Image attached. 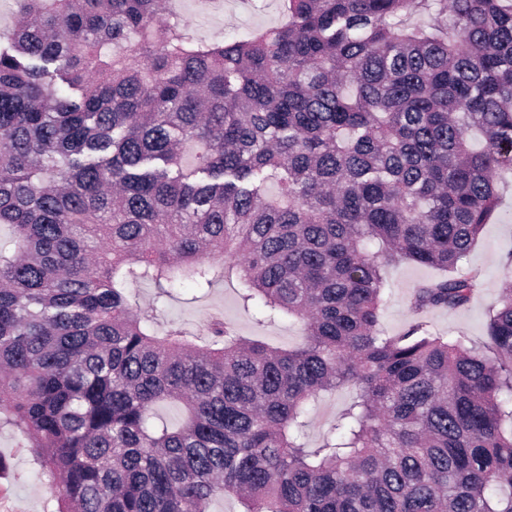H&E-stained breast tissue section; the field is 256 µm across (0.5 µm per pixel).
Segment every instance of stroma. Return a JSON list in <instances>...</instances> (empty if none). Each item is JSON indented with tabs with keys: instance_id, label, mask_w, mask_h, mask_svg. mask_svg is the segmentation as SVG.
I'll use <instances>...</instances> for the list:
<instances>
[{
	"instance_id": "35a3bbf8",
	"label": "stroma",
	"mask_w": 512,
	"mask_h": 512,
	"mask_svg": "<svg viewBox=\"0 0 512 512\" xmlns=\"http://www.w3.org/2000/svg\"><path fill=\"white\" fill-rule=\"evenodd\" d=\"M168 12L180 14L188 28L199 38L220 39L244 34L256 28L285 24L279 0H224L220 12L203 10L199 0H166ZM512 246V189H506L497 215L486 224L480 239L463 260L462 269L479 272L478 287L464 307L428 312L424 320L433 332L464 337L466 345L480 346L487 339L489 308L505 288L512 286V274H506L503 261ZM435 269L413 263L393 266L387 273L381 323L389 335H397L412 322L408 300L422 283L435 279ZM130 293L145 308H156L160 321L175 320L196 337H205L210 321L222 317L241 335L288 347L299 339L297 327L283 321L257 323L255 310L245 308L236 279L217 282L201 296L175 289L159 294L152 283L134 281ZM350 394L340 390L326 395L308 418L306 440L317 447L329 430L333 417L348 404ZM54 489L48 476L42 475L34 449L22 445L14 431L0 429V512H55Z\"/></svg>"
}]
</instances>
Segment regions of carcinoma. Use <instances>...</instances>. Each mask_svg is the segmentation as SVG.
Wrapping results in <instances>:
<instances>
[{
    "label": "carcinoma",
    "instance_id": "carcinoma-1",
    "mask_svg": "<svg viewBox=\"0 0 512 512\" xmlns=\"http://www.w3.org/2000/svg\"><path fill=\"white\" fill-rule=\"evenodd\" d=\"M16 2L0 427L37 449L55 512H512V293L481 346L380 315L402 262L444 272L415 313L477 286L459 264L512 181V0H280L285 25L229 42L161 0ZM230 270L297 345L223 320L159 341L127 291ZM345 387L307 447L311 406Z\"/></svg>",
    "mask_w": 512,
    "mask_h": 512
}]
</instances>
